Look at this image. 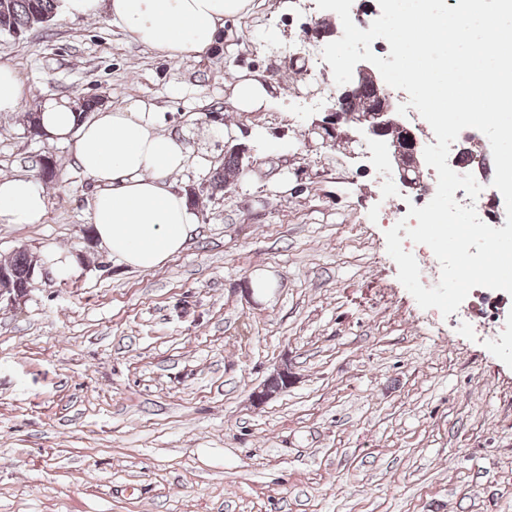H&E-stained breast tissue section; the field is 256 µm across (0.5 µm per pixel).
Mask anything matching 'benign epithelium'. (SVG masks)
Wrapping results in <instances>:
<instances>
[{
  "label": "benign epithelium",
  "mask_w": 512,
  "mask_h": 512,
  "mask_svg": "<svg viewBox=\"0 0 512 512\" xmlns=\"http://www.w3.org/2000/svg\"><path fill=\"white\" fill-rule=\"evenodd\" d=\"M337 32L336 20L325 15L315 22L310 33L317 38L330 37ZM370 91L368 107L360 112L346 109L345 102L364 90ZM400 98L389 91L379 70L362 61L353 71L352 80L341 86L334 95V104L324 121L318 123L323 144L339 146L344 143H377L383 147L387 170L404 193L424 190L421 178L426 162L425 142L421 127L411 124L398 113Z\"/></svg>",
  "instance_id": "obj_1"
}]
</instances>
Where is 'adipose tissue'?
<instances>
[{
  "instance_id": "adipose-tissue-1",
  "label": "adipose tissue",
  "mask_w": 512,
  "mask_h": 512,
  "mask_svg": "<svg viewBox=\"0 0 512 512\" xmlns=\"http://www.w3.org/2000/svg\"><path fill=\"white\" fill-rule=\"evenodd\" d=\"M252 0H64L75 19L109 16L133 40L170 57L196 55L217 41L226 21L243 17ZM41 124L49 139L77 136V163L95 191L89 202L94 236L121 263L139 270L180 252L196 214L172 181L189 161L185 142L162 132L163 117L138 103L100 109L81 119L72 105L48 102ZM47 194L34 181L0 175V224H34Z\"/></svg>"
}]
</instances>
